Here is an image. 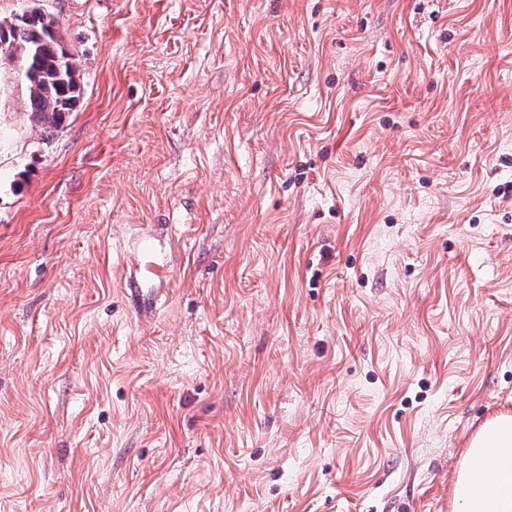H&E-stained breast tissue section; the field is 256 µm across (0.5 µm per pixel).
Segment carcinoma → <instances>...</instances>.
I'll use <instances>...</instances> for the list:
<instances>
[{
  "label": "carcinoma",
  "mask_w": 512,
  "mask_h": 512,
  "mask_svg": "<svg viewBox=\"0 0 512 512\" xmlns=\"http://www.w3.org/2000/svg\"><path fill=\"white\" fill-rule=\"evenodd\" d=\"M25 78L21 82L30 121L57 128L81 97L80 62L61 43L52 16L26 10L0 20Z\"/></svg>",
  "instance_id": "carcinoma-1"
}]
</instances>
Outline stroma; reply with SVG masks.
<instances>
[{"label": "stroma", "instance_id": "obj_1", "mask_svg": "<svg viewBox=\"0 0 512 512\" xmlns=\"http://www.w3.org/2000/svg\"><path fill=\"white\" fill-rule=\"evenodd\" d=\"M0 512H454L512 413V0H0ZM4 26L11 47L4 36L0 67L21 73L19 61L25 74L21 85L30 121L59 128L66 113L73 112L80 101V62L62 45L55 20L40 8L26 10L10 21L0 20V39Z\"/></svg>", "mask_w": 512, "mask_h": 512}]
</instances>
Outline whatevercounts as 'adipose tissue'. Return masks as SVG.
Segmentation results:
<instances>
[{
  "instance_id": "obj_1",
  "label": "adipose tissue",
  "mask_w": 512,
  "mask_h": 512,
  "mask_svg": "<svg viewBox=\"0 0 512 512\" xmlns=\"http://www.w3.org/2000/svg\"><path fill=\"white\" fill-rule=\"evenodd\" d=\"M453 500L461 512H512V413H500L475 434Z\"/></svg>"
}]
</instances>
